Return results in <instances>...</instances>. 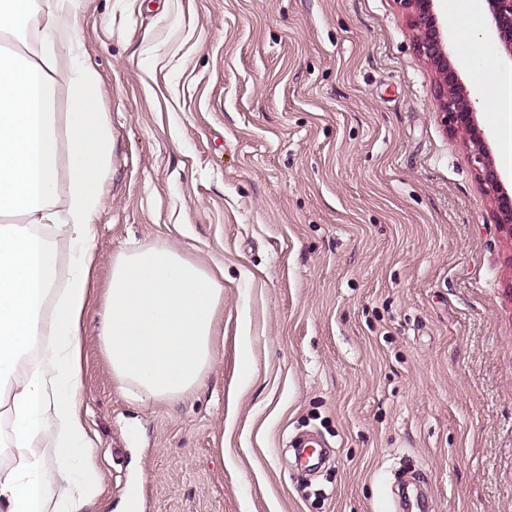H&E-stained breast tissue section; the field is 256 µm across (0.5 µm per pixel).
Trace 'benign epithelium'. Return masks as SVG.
<instances>
[{"mask_svg":"<svg viewBox=\"0 0 512 512\" xmlns=\"http://www.w3.org/2000/svg\"><path fill=\"white\" fill-rule=\"evenodd\" d=\"M408 9V20L415 31L416 48L434 69V95L441 112L449 118L450 131L468 144L481 167L477 172L482 191L494 202L497 224L512 235V195L505 189L496 170L487 143L480 137L476 110L458 72L451 65L434 0H399ZM488 24L501 48L512 62V0H487Z\"/></svg>","mask_w":512,"mask_h":512,"instance_id":"benign-epithelium-1","label":"benign epithelium"}]
</instances>
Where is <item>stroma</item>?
Returning a JSON list of instances; mask_svg holds the SVG:
<instances>
[{
	"label": "stroma",
	"instance_id": "stroma-1",
	"mask_svg": "<svg viewBox=\"0 0 512 512\" xmlns=\"http://www.w3.org/2000/svg\"><path fill=\"white\" fill-rule=\"evenodd\" d=\"M76 35L113 138L83 349L101 512H390L409 464L433 512H512V236L399 0H82ZM132 245L224 274L215 361L177 400L123 395L100 342Z\"/></svg>",
	"mask_w": 512,
	"mask_h": 512
}]
</instances>
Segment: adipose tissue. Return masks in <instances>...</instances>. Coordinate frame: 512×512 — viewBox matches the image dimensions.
Masks as SVG:
<instances>
[{
  "mask_svg": "<svg viewBox=\"0 0 512 512\" xmlns=\"http://www.w3.org/2000/svg\"><path fill=\"white\" fill-rule=\"evenodd\" d=\"M82 0H44L39 33L22 54L0 52V394L13 418V462L0 468V512H89L104 491L98 435L83 411V323L96 265V222L111 172L112 128L89 111L101 77L76 39ZM70 95L66 150L49 108ZM502 165L512 168V73L486 81ZM69 246L67 284L54 292L55 238ZM224 285L169 246L112 261L99 309L114 378L148 404L195 390L215 360ZM44 358L20 368L42 337ZM42 343V342H41Z\"/></svg>",
  "mask_w": 512,
  "mask_h": 512,
  "instance_id": "obj_1",
  "label": "adipose tissue"
}]
</instances>
